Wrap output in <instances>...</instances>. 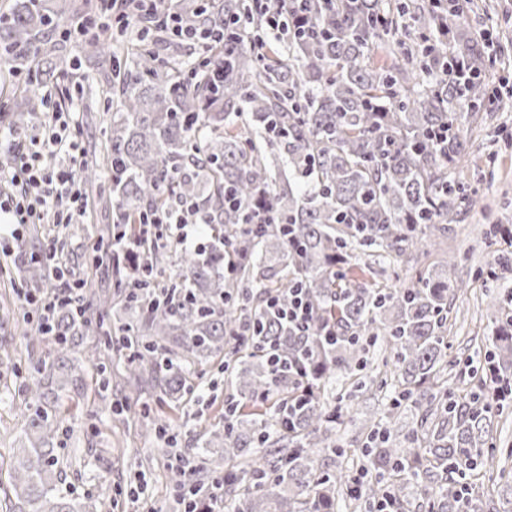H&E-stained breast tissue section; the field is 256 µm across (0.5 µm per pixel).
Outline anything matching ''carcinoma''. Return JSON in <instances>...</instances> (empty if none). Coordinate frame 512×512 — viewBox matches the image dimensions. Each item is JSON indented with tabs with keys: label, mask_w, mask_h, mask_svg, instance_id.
I'll list each match as a JSON object with an SVG mask.
<instances>
[{
	"label": "carcinoma",
	"mask_w": 512,
	"mask_h": 512,
	"mask_svg": "<svg viewBox=\"0 0 512 512\" xmlns=\"http://www.w3.org/2000/svg\"><path fill=\"white\" fill-rule=\"evenodd\" d=\"M269 12L288 25L266 40L267 15L252 0H179L160 3L201 30L222 32L187 70L179 57L146 48L128 52L112 70L117 93L109 138L113 172V224L135 235L141 214L175 202L208 217L207 244L189 252L178 244H144L147 264L134 269L114 258L118 280L135 279L121 307L131 316L114 332L131 351L129 397L148 380L171 402L188 389L185 370L220 360L234 394L224 400V428L199 438L197 467L178 471L175 485L198 487L227 473L224 497L237 512H512V481L495 493L478 492L480 478L503 455L493 437L496 418L512 409V314L499 281L512 274V256L500 253L488 273L489 304L499 314L479 356L448 358V314L467 288L448 280L455 253L419 272L408 286L365 275L382 265L409 262L431 237L452 231L473 204L460 177L467 153L465 123L493 101L479 78L490 65L478 43L460 35L457 54L473 69L467 87L429 74L448 59L453 11L413 0H270ZM76 6L68 0H18L0 25L6 63L36 62L53 80L65 40L52 33ZM305 15L308 28L297 27ZM37 95L26 112L4 118L19 128L25 113L42 110ZM447 130V140L435 135ZM240 207L230 210L224 196ZM270 222L248 227L255 212ZM177 257L174 277L165 276ZM302 286L315 310L306 333L266 316L262 298ZM336 328L327 343L323 325ZM250 335L239 341L242 327ZM55 331L61 351L23 383L26 407L35 409L28 448L12 449L6 512H82L63 495L54 440L59 392L83 380L85 363L99 353L84 346L103 326L61 312ZM391 360L393 396L378 418L363 426V478L327 460L345 454L337 430L360 394L378 387L370 348ZM292 363L307 360V374L276 372L269 350ZM464 364L469 386L448 370ZM274 401L263 409L259 396ZM411 427L398 426L401 415ZM220 448L213 457L209 449Z\"/></svg>",
	"instance_id": "carcinoma-1"
}]
</instances>
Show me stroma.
Masks as SVG:
<instances>
[{
  "mask_svg": "<svg viewBox=\"0 0 512 512\" xmlns=\"http://www.w3.org/2000/svg\"><path fill=\"white\" fill-rule=\"evenodd\" d=\"M488 10L468 8L459 29L469 36L486 34L504 49L506 69L512 74V0H487ZM58 85L69 90L74 99L80 134L79 143L85 163H102L106 141L112 125L115 101L112 97L109 68L100 57L86 55L77 44H70L58 58ZM469 125L472 129L467 161L478 162L481 173L472 186L477 203L465 220L454 225L448 238L441 241V250L461 253L457 266L449 268L448 278L467 282L464 299L456 301V324L450 338L453 350H477L480 337L491 329L495 315L488 309L483 280L476 275L478 267L491 262L494 254L482 241V233L493 224L512 225V146L506 136L512 135V110L481 112ZM89 210L83 224L75 226L71 247L66 255L77 277L105 298L104 304L91 306L92 323L115 322L117 312L111 301L119 294L118 282L112 273V261L99 248L100 240L112 235V183L109 177L87 188ZM440 250V252H441ZM440 252L431 253L429 263L440 261ZM13 259L0 260V380L9 386L0 398V469L9 467L10 448L19 446L24 438L27 412L19 382L36 373L57 346L47 340L41 348L29 350L24 336V311L17 300L21 281L16 275ZM87 346L99 348L107 366L109 387H102L95 368H88L80 389H66L64 403L57 418L59 429L56 446L60 453L61 488L78 497L87 512H98L102 495L119 503L120 512H173V488L170 484V451H184L196 435L222 424L227 389L216 361L192 364L189 377L195 392L181 406H173L159 388H149L137 404L123 413L116 406L126 395L120 379L126 371L127 352L117 342L100 336H89ZM165 424L175 440L173 445L159 441L155 434L141 427L143 418ZM149 458L154 487L151 501L133 502L122 497L128 482L140 470L141 458Z\"/></svg>",
  "mask_w": 512,
  "mask_h": 512,
  "instance_id": "obj_1",
  "label": "stroma"
}]
</instances>
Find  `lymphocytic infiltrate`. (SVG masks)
<instances>
[{"instance_id": "lymphocytic-infiltrate-1", "label": "lymphocytic infiltrate", "mask_w": 512, "mask_h": 512, "mask_svg": "<svg viewBox=\"0 0 512 512\" xmlns=\"http://www.w3.org/2000/svg\"><path fill=\"white\" fill-rule=\"evenodd\" d=\"M43 113L35 130L10 129L0 134V154L10 158L8 171H0V213L9 221L0 231V254L14 256L23 251V230L32 224L55 228L82 223L87 198L79 171L83 153L76 135L70 102L52 86H44ZM205 215L186 220L176 210L153 212L141 233L152 244L176 241L181 245L198 243V229ZM78 282L68 278L62 267H55L51 281L40 288H24L19 298L45 329H52L56 315L65 309L78 310ZM264 308L297 329L309 328L313 310L302 288H290L287 299L270 294Z\"/></svg>"}]
</instances>
